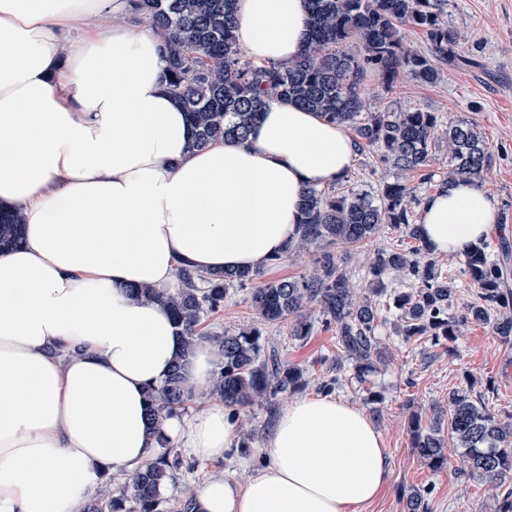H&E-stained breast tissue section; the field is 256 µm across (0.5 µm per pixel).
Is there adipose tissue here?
I'll return each mask as SVG.
<instances>
[{"instance_id":"ef3b65f1","label":"adipose tissue","mask_w":512,"mask_h":512,"mask_svg":"<svg viewBox=\"0 0 512 512\" xmlns=\"http://www.w3.org/2000/svg\"><path fill=\"white\" fill-rule=\"evenodd\" d=\"M126 0H0V207L21 208L0 251V512H81L108 475L169 445L222 461L239 441L224 403L153 425L146 389L175 361L194 398L219 360L185 352L165 294L177 267L254 270L298 238L302 193L342 180V125L268 99L247 140L192 145L167 90L163 40ZM238 44L291 64L309 0H236ZM496 211L458 183L430 197L423 238L439 254L485 237ZM246 482L205 478L190 512H363L387 483L380 431L360 409L303 396L276 418Z\"/></svg>"}]
</instances>
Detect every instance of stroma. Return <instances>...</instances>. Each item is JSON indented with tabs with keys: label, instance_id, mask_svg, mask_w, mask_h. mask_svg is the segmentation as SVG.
<instances>
[{
	"label": "stroma",
	"instance_id": "stroma-1",
	"mask_svg": "<svg viewBox=\"0 0 512 512\" xmlns=\"http://www.w3.org/2000/svg\"><path fill=\"white\" fill-rule=\"evenodd\" d=\"M446 21L461 40L448 59L439 61L436 83L403 79L388 90L370 74L365 92L382 110L420 107L477 124L489 156L481 188L497 212L486 241L494 246L512 242V0H449ZM255 324L248 293L238 290L220 312L204 321L203 328L233 332ZM378 335L385 360L372 383L384 402L371 420L383 436L389 479L364 512H405L403 495L413 488L423 490L426 512H494L488 487L458 474L456 454H449L447 467L434 471L413 453L408 420L414 414L429 420L447 412L449 392L468 386L484 398L497 419L511 421L512 344L502 343L489 326L476 323L463 327L450 350L425 339L404 341L389 323L379 326ZM262 342L281 359L306 367L313 382L305 392L318 394L315 380L337 354L335 327L315 320L312 335L299 341L289 336L287 326H269ZM233 423L239 435L249 436V447L232 449L219 463L183 459L164 512H174V503L185 499L209 473L221 471L241 482L253 475L260 465L254 451L272 428L265 402L242 409Z\"/></svg>",
	"mask_w": 512,
	"mask_h": 512
}]
</instances>
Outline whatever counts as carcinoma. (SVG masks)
I'll return each mask as SVG.
<instances>
[{
  "mask_svg": "<svg viewBox=\"0 0 512 512\" xmlns=\"http://www.w3.org/2000/svg\"><path fill=\"white\" fill-rule=\"evenodd\" d=\"M312 33L309 45L291 65L256 63L244 58L234 32V0H130L132 12L164 36L167 47L168 91L189 114L198 148L224 140L246 139L250 124L270 96L290 99L330 122L352 128L357 150L373 153L394 171L372 191L336 188L332 183L311 187L302 195L299 239L285 255L318 248L311 271L295 278L255 284L260 270L199 272L180 268L178 288L162 297L191 347L199 340L215 344L220 362L212 394L237 413L257 399L270 414L285 392L308 386V371L267 352L261 330L206 333L202 323L224 308L235 290L249 289V301L260 324L288 323L289 336L304 340L318 309L327 325H335L342 357L330 366L333 377L320 382L330 392L342 386L344 361L364 386L366 402L383 403L380 392L366 386L383 353L376 335L379 324L393 317L396 335L409 341L428 337L436 345L451 343L469 323L489 324L494 335L512 344V244L496 248L482 243L463 253L465 287L474 301L459 315L450 313L457 292L455 278L443 271L438 256L422 239L415 208L421 199L406 175L430 166L437 135L448 142V172L442 185L458 180L480 185L486 166L485 141L478 126L443 121L436 112L413 108L372 112L364 80L375 74L385 88L403 74L433 83L436 61L448 58L456 42L444 15L448 0H310ZM413 27L427 37L432 54L405 46L402 30ZM397 229L415 241L408 249L378 250L361 270L357 291L344 260L333 246L356 245L383 229ZM22 217L0 209V250L18 242ZM147 397L152 420L185 409L182 365L176 364ZM411 448L438 471L448 464L441 423L414 416L408 423ZM448 435L459 448L461 468L494 490L495 512H512V422L498 420L479 398L463 389L448 394ZM179 461L165 450L156 459L124 477L123 492L103 493L83 512H162V490L173 479Z\"/></svg>",
  "mask_w": 512,
  "mask_h": 512,
  "instance_id": "cac0c4a2",
  "label": "carcinoma"
}]
</instances>
